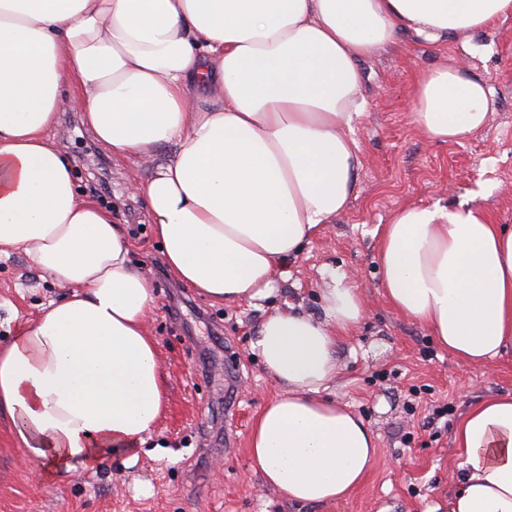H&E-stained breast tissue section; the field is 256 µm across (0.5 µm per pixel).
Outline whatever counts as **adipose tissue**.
I'll use <instances>...</instances> for the list:
<instances>
[{
	"mask_svg": "<svg viewBox=\"0 0 512 512\" xmlns=\"http://www.w3.org/2000/svg\"><path fill=\"white\" fill-rule=\"evenodd\" d=\"M511 18L512 0H0V256L24 250L72 289L0 346V416L18 447L52 470L92 469L137 450L167 407L151 281L49 137L61 106L113 154L154 160L133 187L172 274L213 301L252 304L355 194L362 59L404 34L444 44ZM412 94L432 139L487 122L490 90L456 59ZM378 257L389 304L460 363L489 368L512 350V229L483 207H404ZM322 294L320 315L274 308L251 342L282 392L247 451L288 502L326 506L362 484L379 448L328 396L362 292L332 273ZM454 441L448 500L425 512H512V394L472 405Z\"/></svg>",
	"mask_w": 512,
	"mask_h": 512,
	"instance_id": "obj_1",
	"label": "adipose tissue"
}]
</instances>
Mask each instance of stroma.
<instances>
[{"mask_svg":"<svg viewBox=\"0 0 512 512\" xmlns=\"http://www.w3.org/2000/svg\"><path fill=\"white\" fill-rule=\"evenodd\" d=\"M457 61L491 90L486 126L457 141L429 139L412 121L415 78ZM366 105L354 131L361 164L356 194L336 223L288 262L273 296L253 306L201 296L169 271L133 179L151 166L114 156L80 113L60 112L50 137L76 166L85 199L108 205L125 225L134 264L151 280L148 329L168 376V405L156 431L124 466L36 475L0 417V512H424L447 499L459 458L454 429L470 405L512 393V360L484 369L459 363L430 332L398 314L380 289L378 242L392 213L407 204L483 206L512 225V20L468 43L428 45L401 36L396 47L360 64ZM354 277L365 319L339 347L342 371L330 389L375 431L380 454L345 501L289 503L248 468V435L279 389L250 344L274 307L319 312L329 271ZM69 293L41 275L24 251L0 256V343L23 321Z\"/></svg>","mask_w":512,"mask_h":512,"instance_id":"35a3bbf8","label":"stroma"}]
</instances>
